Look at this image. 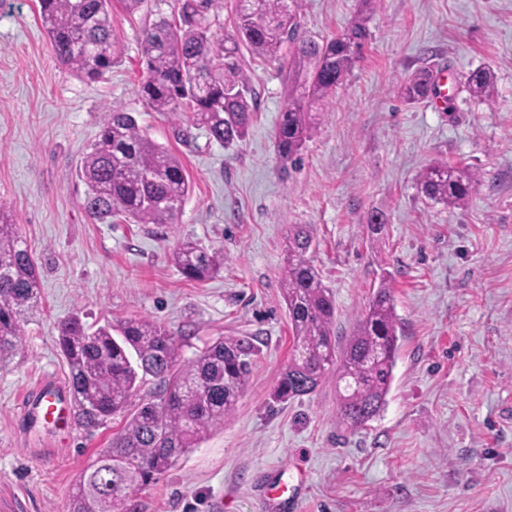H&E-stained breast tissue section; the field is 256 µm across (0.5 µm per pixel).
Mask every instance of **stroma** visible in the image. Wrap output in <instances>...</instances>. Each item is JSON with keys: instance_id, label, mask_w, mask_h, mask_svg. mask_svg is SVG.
I'll use <instances>...</instances> for the list:
<instances>
[{"instance_id": "35a3bbf8", "label": "stroma", "mask_w": 512, "mask_h": 512, "mask_svg": "<svg viewBox=\"0 0 512 512\" xmlns=\"http://www.w3.org/2000/svg\"><path fill=\"white\" fill-rule=\"evenodd\" d=\"M358 8L303 0L301 30L332 38ZM38 10V0H0V208L28 241L41 294L21 348L0 361V501L69 512L83 468L123 425L118 416L65 433L23 411L39 380L67 381L57 323L76 312L93 329L153 319L186 359L221 336L255 339L233 414L138 492L141 512H512V0H377L359 60L287 168L275 153L282 62L241 50L257 106L227 147L146 108L145 12L113 8L120 58L90 83L56 60ZM484 66L495 72L490 104L463 89L450 107L409 104L396 90L423 67L460 82ZM114 106L182 161L190 191L174 223H101L85 210L80 159ZM436 162L478 172L466 208L418 192ZM295 225L313 238L337 345L377 289L391 290L393 381L380 414L357 429L337 419L335 377L274 398L292 345L281 268ZM187 240L223 253L218 274L179 272L170 253ZM279 482L288 502L268 495Z\"/></svg>"}]
</instances>
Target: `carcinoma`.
<instances>
[{
  "instance_id": "cac0c4a2",
  "label": "carcinoma",
  "mask_w": 512,
  "mask_h": 512,
  "mask_svg": "<svg viewBox=\"0 0 512 512\" xmlns=\"http://www.w3.org/2000/svg\"><path fill=\"white\" fill-rule=\"evenodd\" d=\"M178 19L151 11L140 41L145 77L139 91L152 112L176 114L188 105L194 124L216 142L231 145L246 134L254 92L240 67V46L276 61L294 47L286 79L291 86L280 113L276 152L294 164L316 128L319 112L359 59L369 36L367 13L321 43L300 36L301 0H239L235 35L211 32L210 14L223 0H178ZM39 17L57 59L95 82L112 68L118 45L112 27L113 0H39ZM465 85L484 102L494 100V72L482 67ZM410 104L433 91L432 71L421 68L398 87ZM85 208L98 220L123 218L135 224L174 223L189 192L180 159L152 142L131 112L107 113L98 139L80 162ZM480 184L470 168L436 163L417 180L427 199L452 209L470 203ZM312 239L293 227L281 270L283 298L292 330V352L274 392L276 400L312 393L326 374L336 375L337 417L356 429L381 410L389 393L399 350L391 291L381 286L359 316L344 346L332 340L335 306L310 257ZM171 261L191 280L204 281L224 257L185 241ZM34 259L17 225L0 208V360L22 344L21 323L39 303ZM69 368V386L83 427L109 417L126 418L122 431L81 473L69 512H139L136 493L156 482L188 449L224 425L249 376L256 346L248 336H224L184 360L164 326L130 318L91 330L75 312L57 324ZM159 381L158 394L128 412L144 378Z\"/></svg>"
}]
</instances>
